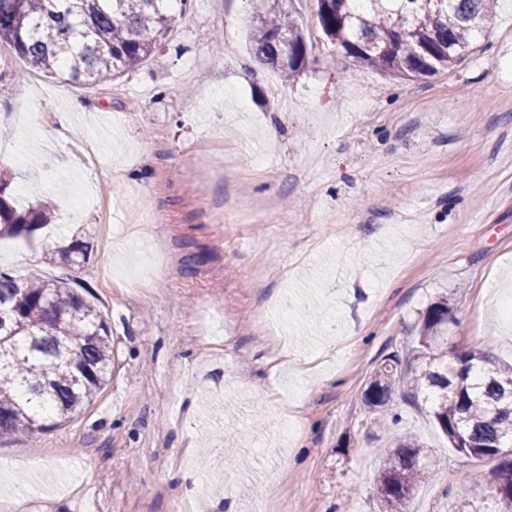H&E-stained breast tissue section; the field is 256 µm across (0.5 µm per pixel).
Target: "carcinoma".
<instances>
[{
	"mask_svg": "<svg viewBox=\"0 0 512 512\" xmlns=\"http://www.w3.org/2000/svg\"><path fill=\"white\" fill-rule=\"evenodd\" d=\"M292 0H247L250 42L262 63L288 79L303 64L307 43ZM322 34L359 65L396 77L421 78L462 61L495 10V0H316ZM174 0H0V51L16 54L48 77L101 86L157 49L175 20ZM13 175L0 167V239H31L54 218L45 205L19 210ZM78 266L87 245L61 253ZM451 309L443 297L421 314L412 359L384 360L363 392L381 410L395 385L429 405L451 447L495 461L477 480L494 493L496 510L512 512V365L492 369L483 353L448 350ZM110 329L102 313L61 280L0 271V437H29L57 427L92 402L109 380ZM437 478L417 438H396L376 474L382 512H405L417 486Z\"/></svg>",
	"mask_w": 512,
	"mask_h": 512,
	"instance_id": "1",
	"label": "carcinoma"
}]
</instances>
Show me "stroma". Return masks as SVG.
Here are the masks:
<instances>
[{
  "instance_id": "obj_1",
  "label": "stroma",
  "mask_w": 512,
  "mask_h": 512,
  "mask_svg": "<svg viewBox=\"0 0 512 512\" xmlns=\"http://www.w3.org/2000/svg\"><path fill=\"white\" fill-rule=\"evenodd\" d=\"M292 7L308 56L288 82L254 61L246 0H190L161 48L106 86L0 62L14 202L55 212L32 239L0 240V270L83 290L113 352L88 407L0 439L17 512H77L88 495L95 512L184 498L379 512V457L405 435L440 472L409 512H459L477 461L403 390L385 428L362 392L442 296L457 349L512 363V0L462 63L416 80L344 57L315 0ZM71 100L82 110L56 135L51 114ZM59 239L83 240L86 261H48ZM288 298L312 316L284 314Z\"/></svg>"
}]
</instances>
